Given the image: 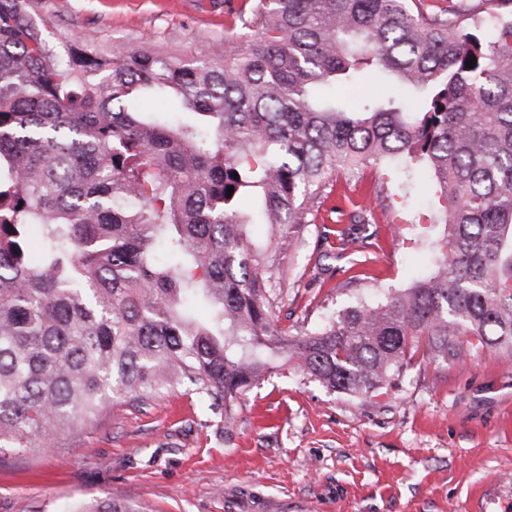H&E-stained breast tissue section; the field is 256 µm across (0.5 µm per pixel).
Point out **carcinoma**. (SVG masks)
Masks as SVG:
<instances>
[{"label": "carcinoma", "mask_w": 512, "mask_h": 512, "mask_svg": "<svg viewBox=\"0 0 512 512\" xmlns=\"http://www.w3.org/2000/svg\"><path fill=\"white\" fill-rule=\"evenodd\" d=\"M409 2L257 0L255 39L210 62L55 45L31 0H0V450L52 448L117 392L187 381L230 419L290 361L372 400L420 351L448 367L512 353V0ZM372 73L393 93L354 107L329 92ZM169 93L203 121L136 106ZM401 156L439 192L409 239L443 227L434 272L318 330L281 329L260 271L272 250L237 200L255 196L284 236L338 172ZM68 512L138 510L108 497Z\"/></svg>", "instance_id": "1"}]
</instances>
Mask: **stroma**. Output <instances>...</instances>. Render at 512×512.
Returning a JSON list of instances; mask_svg holds the SVG:
<instances>
[{"mask_svg":"<svg viewBox=\"0 0 512 512\" xmlns=\"http://www.w3.org/2000/svg\"><path fill=\"white\" fill-rule=\"evenodd\" d=\"M253 2L35 0L34 9L52 41L182 59L242 39ZM429 183L402 161L338 173L315 223L287 235L268 271L280 327L315 329L429 274L431 250L404 245L394 222L431 206ZM342 200L375 213L363 280L321 237ZM109 496L143 512H512V355L479 348L454 367L415 358L374 403L288 365L242 394L229 418L185 384L153 400L120 398L52 450L0 452V512H63Z\"/></svg>","mask_w":512,"mask_h":512,"instance_id":"stroma-1","label":"stroma"}]
</instances>
